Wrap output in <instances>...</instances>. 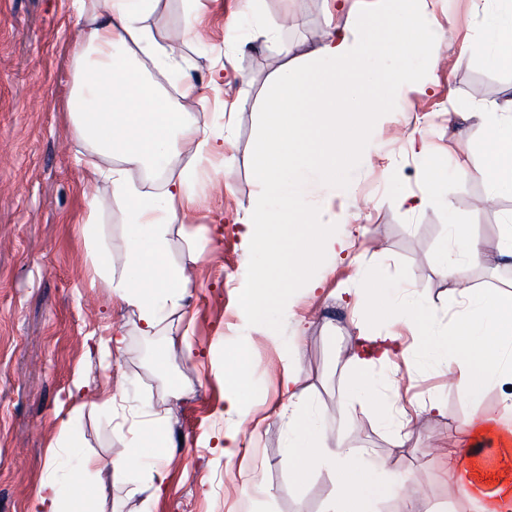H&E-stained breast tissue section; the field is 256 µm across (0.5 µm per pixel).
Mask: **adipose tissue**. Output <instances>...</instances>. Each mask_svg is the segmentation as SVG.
I'll use <instances>...</instances> for the list:
<instances>
[{
  "mask_svg": "<svg viewBox=\"0 0 512 512\" xmlns=\"http://www.w3.org/2000/svg\"><path fill=\"white\" fill-rule=\"evenodd\" d=\"M74 0L84 22L72 48L77 75L69 103L76 128L94 143L82 158L93 179L103 180L113 200L127 213L128 260L135 273L113 282L114 292L130 307L142 335H153L161 319L159 301L179 305L191 286L186 267L167 259L168 225L185 218L190 201L184 179L165 183L155 192L134 180V172L150 171L159 157L182 142L196 164L208 161L224 144L223 132L200 127L193 113L175 112L160 98L140 72L125 67V52L138 51L155 66L178 71L180 62L167 46L154 22L159 0ZM435 0H374L376 21L359 40L328 32L311 53L306 82L293 70L282 69L271 82L262 110V135L255 148L254 179L258 191L240 230L248 251L275 256L277 225L291 220L294 250L288 280L306 283L308 271L321 251L332 246L327 232L335 223L330 209L310 206L306 186H334L336 175L348 162L353 144L359 143L371 114L387 109L389 82L404 78V71L389 72L385 82H375L373 62L380 57L412 54L432 58L434 44L427 37L434 20ZM495 10L482 20L481 37L471 51L495 65L512 68V0H495ZM346 107L347 131L336 126V106ZM315 116L313 136H305L304 119ZM485 130L484 145L471 152L456 170L458 178L485 182L491 197L512 193V112L478 104L469 113ZM422 158L426 191L403 197L409 209L422 208L445 177L443 164L425 141H412ZM119 154L120 166L102 167L99 159ZM478 239L466 225L454 227L453 248L442 272L456 306L446 335L435 346L449 350L448 371L464 398L481 400L489 386L500 389L497 415L472 413L467 420L472 438L494 433L504 455L512 454V291L476 288L469 269L482 262ZM292 444L288 470L295 480L306 479L317 466L335 468L336 492L329 512H370L378 487L358 463L355 448L332 446L317 432L305 414L288 415Z\"/></svg>",
  "mask_w": 512,
  "mask_h": 512,
  "instance_id": "ef3b65f1",
  "label": "adipose tissue"
}]
</instances>
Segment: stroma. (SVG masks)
I'll return each mask as SVG.
<instances>
[{
  "label": "stroma",
  "instance_id": "1",
  "mask_svg": "<svg viewBox=\"0 0 512 512\" xmlns=\"http://www.w3.org/2000/svg\"><path fill=\"white\" fill-rule=\"evenodd\" d=\"M429 37L437 53L396 83L390 108L379 113L355 162L342 170L335 191L313 185L306 199L330 198L336 213L334 242L312 268L315 292L287 289L281 268L248 254L239 234L255 184L252 146L261 132L257 110L270 79L296 64L329 25L348 35L371 20L361 0H348L328 18L324 0H160L162 31L184 33L182 68L164 73L136 56L142 72L177 112L222 129L223 158L200 166L185 223L170 225L169 260L186 266L192 280L178 307L162 304L163 321L144 336L135 314L106 281L95 279L101 250L112 257L114 277L130 274L127 217L81 163L92 147L69 111L75 84L71 48L81 22L71 0H0V512H33L50 480L93 488L84 512H328L335 493L332 470L319 468L294 482L285 463L290 445L288 409L305 411L324 435L362 449L359 463L383 486L373 512H406L405 490L418 489L424 512H486L499 482L512 484L495 436L469 451L466 471L449 470L444 451L453 428L473 409L493 414L498 388L479 406L464 401L443 363L417 344L409 361L370 374L380 400H399L406 411L429 405L418 420L414 447L394 453L390 428L364 401L347 361L358 341L365 280L380 300L407 304L426 299L433 333L448 329L456 304L440 264L450 222L471 225L486 262L471 270L480 288L512 285V264L499 265V226L512 215V196L485 213L467 204L487 193L480 180L449 177L439 202L401 208V196L423 187L422 163L409 140L424 135L448 169L479 149V125H449L448 113L477 102L512 104V70L484 56L458 58L480 32L470 0H437ZM276 22L289 54L266 41ZM200 97L179 95L181 85ZM363 217L349 220L358 201ZM96 224H87L88 214ZM265 274L280 289L263 320L240 305V291ZM248 397L244 415L224 411V371L240 351ZM298 370L293 395H285L289 370ZM165 415L168 447L161 458L141 448L139 469L114 474L109 461L139 438L149 414ZM239 434L233 465L219 445ZM162 470L161 491L148 477ZM472 484L459 495V480Z\"/></svg>",
  "mask_w": 512,
  "mask_h": 512
}]
</instances>
